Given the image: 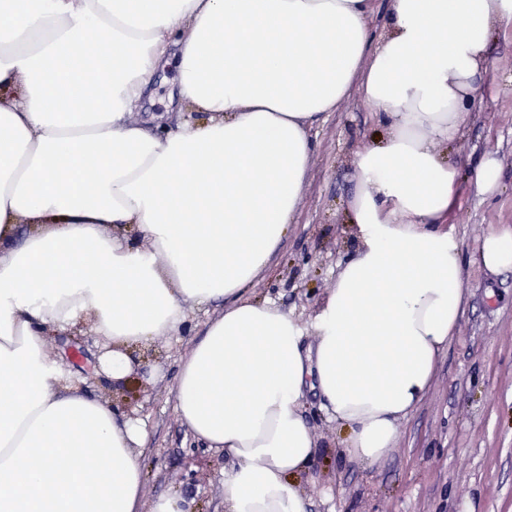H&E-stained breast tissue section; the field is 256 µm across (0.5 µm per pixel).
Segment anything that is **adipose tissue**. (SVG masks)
Masks as SVG:
<instances>
[{"mask_svg": "<svg viewBox=\"0 0 512 512\" xmlns=\"http://www.w3.org/2000/svg\"><path fill=\"white\" fill-rule=\"evenodd\" d=\"M371 9L0 0V512H191L146 500L140 421L46 351L50 333L93 325L96 369L118 383L133 347L178 330L191 304L224 303L174 387L182 423L233 461L224 512H306V391L349 428V458L373 466L395 447L465 306L446 226L462 188L438 146L460 135L512 0H391L375 42ZM169 57L183 101L211 119L158 134L128 115ZM354 95L380 133L354 161L357 253L307 348L297 318L246 290L299 210L312 124ZM479 258L512 269V226L485 234Z\"/></svg>", "mask_w": 512, "mask_h": 512, "instance_id": "1", "label": "adipose tissue"}]
</instances>
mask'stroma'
I'll return each instance as SVG.
<instances>
[{
  "instance_id": "stroma-1",
  "label": "stroma",
  "mask_w": 512,
  "mask_h": 512,
  "mask_svg": "<svg viewBox=\"0 0 512 512\" xmlns=\"http://www.w3.org/2000/svg\"><path fill=\"white\" fill-rule=\"evenodd\" d=\"M152 89L131 122L173 130L185 120H205V113L171 102L174 70H159ZM375 130L373 112L356 96L312 127L301 206L282 247L248 290L253 299L276 302L297 317L308 345L314 313L333 288L339 263L357 247L345 209L355 190L354 157ZM441 150L464 185L448 219L462 245L467 296L458 330L428 395L401 422L396 448L375 467L346 456L345 429L325 415L317 392L306 394L302 416L317 445L309 471L298 480L307 512H512V271L489 273L477 251L486 233L512 225L511 28L494 36L463 133ZM488 154L501 161L502 185L481 198L469 186ZM223 309L220 302L189 308L185 329L139 350L140 365L126 381L115 384L92 371L82 385L89 397L145 421L146 498L179 493L194 500L196 512H224L222 483L232 463L181 423L174 385L182 357Z\"/></svg>"
}]
</instances>
